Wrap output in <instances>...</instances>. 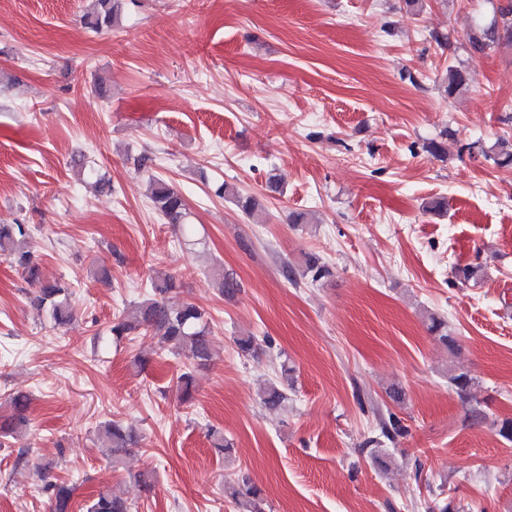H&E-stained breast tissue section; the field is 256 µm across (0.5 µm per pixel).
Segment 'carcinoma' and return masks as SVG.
I'll use <instances>...</instances> for the list:
<instances>
[{"mask_svg": "<svg viewBox=\"0 0 512 512\" xmlns=\"http://www.w3.org/2000/svg\"><path fill=\"white\" fill-rule=\"evenodd\" d=\"M121 0H92V8L83 16L85 25L94 31H101L114 24ZM502 42L512 43V0L497 7L492 20L479 25L468 35L469 52L483 54L487 49ZM469 83V71L461 66H448L443 83L444 92L452 97ZM485 160L506 167L512 166V142L501 139L488 151L482 152ZM223 193L232 195L241 209L252 213L259 205L257 198L242 196L233 188L223 185ZM150 199L155 209L168 223L182 227L186 239L195 236L194 225L187 222V208L182 195L169 183L160 178L153 179ZM0 256L9 259L22 268L28 283L37 286L31 297V304L40 311L49 314L54 326L63 328L75 318L76 310L72 293L68 288L41 279L39 264L28 246V230L24 224H0ZM282 274L296 283L300 278H310L318 282L332 274L331 267L321 258L310 255L304 264L293 267L283 263ZM153 297L133 304L122 311L110 326L112 338L120 341L128 336L140 333L149 334L157 339L159 346L171 353L188 352V358L198 366L205 365L212 357V341L206 312L190 302L175 303L173 295L178 293L179 285L172 276L159 277L152 281ZM430 330L438 335L440 341L452 347L454 338L448 332V325L435 315L430 316ZM263 404L269 408H280L288 404V395L275 382L267 385L263 392ZM29 398L19 392L11 396L9 412H0V438L23 436L29 427L27 416ZM375 421L374 435L366 445L376 447L384 442L394 444L397 438L406 433L401 420L391 411H382L370 406ZM101 438L111 448L112 467H119L129 449L139 442L138 435L120 420L104 422L99 429ZM52 503L53 512H71L73 487L65 482H49L43 487ZM224 493L235 503L239 512H264L263 498L257 488L248 484L236 486L227 483ZM87 512H133V504L121 495L103 492L91 503Z\"/></svg>", "mask_w": 512, "mask_h": 512, "instance_id": "carcinoma-1", "label": "carcinoma"}]
</instances>
